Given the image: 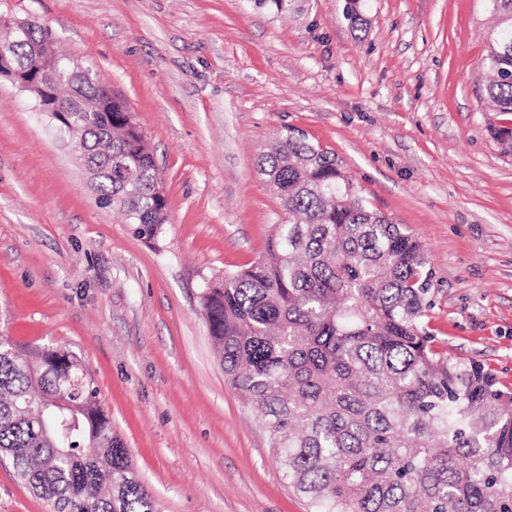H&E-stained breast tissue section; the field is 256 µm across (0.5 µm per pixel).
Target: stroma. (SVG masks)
<instances>
[{
  "mask_svg": "<svg viewBox=\"0 0 512 512\" xmlns=\"http://www.w3.org/2000/svg\"><path fill=\"white\" fill-rule=\"evenodd\" d=\"M0 0L44 22L126 99L169 222L99 207L70 139L0 79V337L62 345L91 372L160 512H310L224 377L206 281L258 258L287 216L256 161L287 127L334 151L422 243L425 319L512 389V153L479 98L488 0ZM0 512H49L0 464Z\"/></svg>",
  "mask_w": 512,
  "mask_h": 512,
  "instance_id": "obj_1",
  "label": "stroma"
}]
</instances>
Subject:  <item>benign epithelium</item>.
<instances>
[{
    "mask_svg": "<svg viewBox=\"0 0 512 512\" xmlns=\"http://www.w3.org/2000/svg\"><path fill=\"white\" fill-rule=\"evenodd\" d=\"M28 52L32 60L29 67L18 65L9 52V43L0 44V78H5L21 90L29 93L35 102V109L46 117L48 125L64 134L73 136L81 130L74 120V111L95 112L99 101L82 96L78 89L87 76V70L78 63H68L67 71L58 68L54 47L45 42L29 43ZM72 88L70 106H63L56 100L55 89L62 80Z\"/></svg>",
    "mask_w": 512,
    "mask_h": 512,
    "instance_id": "1",
    "label": "benign epithelium"
}]
</instances>
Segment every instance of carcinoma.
Instances as JSON below:
<instances>
[{
  "instance_id": "obj_1",
  "label": "carcinoma",
  "mask_w": 512,
  "mask_h": 512,
  "mask_svg": "<svg viewBox=\"0 0 512 512\" xmlns=\"http://www.w3.org/2000/svg\"><path fill=\"white\" fill-rule=\"evenodd\" d=\"M486 108L512 151V0H489ZM33 41H51L37 19ZM78 139L112 152L100 198L159 237L168 201L154 154L117 92ZM288 221L264 255L206 282L201 308L224 376L256 410L311 512H512V392L448 354L424 323L430 270L406 227L374 209L335 153L289 127L258 159ZM52 394L61 405L45 403ZM69 426L58 441L41 423ZM53 512H156L67 348L0 340V461Z\"/></svg>"
}]
</instances>
